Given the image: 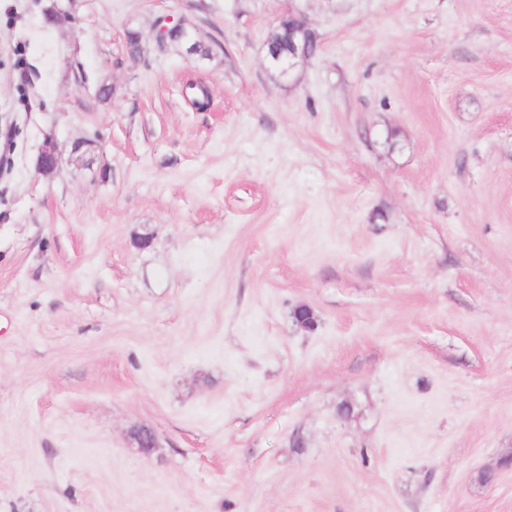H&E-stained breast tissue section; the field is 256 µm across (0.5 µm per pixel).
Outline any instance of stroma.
Returning a JSON list of instances; mask_svg holds the SVG:
<instances>
[{"label": "stroma", "mask_w": 512, "mask_h": 512, "mask_svg": "<svg viewBox=\"0 0 512 512\" xmlns=\"http://www.w3.org/2000/svg\"><path fill=\"white\" fill-rule=\"evenodd\" d=\"M46 3L0 0V512H512V0ZM289 19L292 21L290 37L288 38V28L281 31V38L288 40V45L277 40L276 33L269 39L266 51V60L269 66L278 69L284 75L289 74L299 60L307 59L314 53V47L311 48L309 39L316 40L314 32L306 23L290 15ZM277 47H279L278 51H276ZM60 162L61 155L56 141L46 138L36 158V170L43 175H50L59 169Z\"/></svg>", "instance_id": "stroma-1"}]
</instances>
